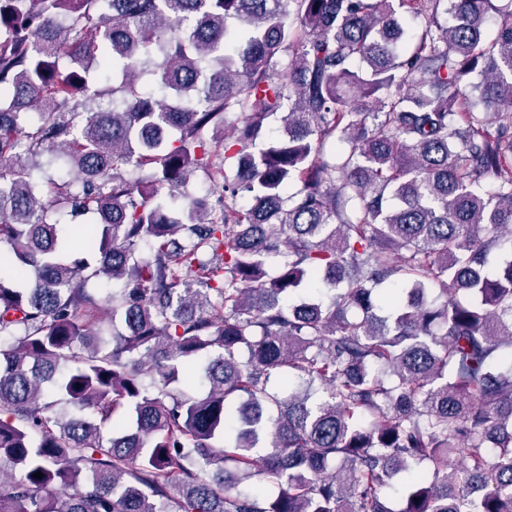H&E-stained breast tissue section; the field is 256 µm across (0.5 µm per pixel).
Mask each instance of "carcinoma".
<instances>
[{
    "mask_svg": "<svg viewBox=\"0 0 512 512\" xmlns=\"http://www.w3.org/2000/svg\"><path fill=\"white\" fill-rule=\"evenodd\" d=\"M496 2L0 0V512H512Z\"/></svg>",
    "mask_w": 512,
    "mask_h": 512,
    "instance_id": "cac0c4a2",
    "label": "carcinoma"
}]
</instances>
